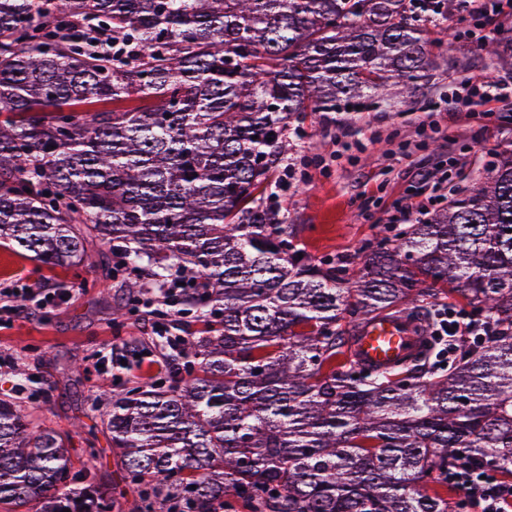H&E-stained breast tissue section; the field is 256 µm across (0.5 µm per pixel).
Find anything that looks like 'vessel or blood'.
Here are the masks:
<instances>
[{
    "instance_id": "vessel-or-blood-1",
    "label": "vessel or blood",
    "mask_w": 512,
    "mask_h": 512,
    "mask_svg": "<svg viewBox=\"0 0 512 512\" xmlns=\"http://www.w3.org/2000/svg\"><path fill=\"white\" fill-rule=\"evenodd\" d=\"M421 346L422 338L405 314L388 313L359 328L349 356L359 366L388 371L405 365Z\"/></svg>"
}]
</instances>
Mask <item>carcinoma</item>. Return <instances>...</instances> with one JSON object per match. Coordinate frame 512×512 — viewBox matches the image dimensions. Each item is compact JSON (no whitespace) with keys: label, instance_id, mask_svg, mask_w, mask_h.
<instances>
[{"label":"carcinoma","instance_id":"1","mask_svg":"<svg viewBox=\"0 0 512 512\" xmlns=\"http://www.w3.org/2000/svg\"><path fill=\"white\" fill-rule=\"evenodd\" d=\"M447 22L448 0H0V241L69 268L96 240L131 293L203 280L168 375L112 394L128 512H448L449 449L512 466V154L356 264L301 252L270 204L305 116L414 93ZM440 294L487 333L449 368L338 360L397 306L430 331ZM72 480L63 436L0 398V505L106 512Z\"/></svg>","mask_w":512,"mask_h":512}]
</instances>
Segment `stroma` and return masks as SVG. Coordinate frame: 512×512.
<instances>
[{
	"mask_svg": "<svg viewBox=\"0 0 512 512\" xmlns=\"http://www.w3.org/2000/svg\"><path fill=\"white\" fill-rule=\"evenodd\" d=\"M474 29L467 10H452L446 46L412 96L306 120L290 146L288 168L273 186L295 226L298 248L316 257L355 258L406 195L420 158L442 163L448 181L441 192L449 202L458 185L487 176L500 155L512 152V103L486 121L459 113L433 140L418 132L422 111L462 96L465 82L512 75V66L496 67L476 55ZM127 277L109 253L90 268L49 269L0 245V288L71 291L65 301L22 312L0 328V350L15 358L13 368L0 371V397L21 403L35 422L65 438L72 475L128 494L132 488L103 428L112 386L154 380L169 349L146 314L134 312ZM132 340L139 341V354L124 356V344ZM100 356L108 364L98 374L91 365Z\"/></svg>",
	"mask_w": 512,
	"mask_h": 512,
	"instance_id": "1",
	"label": "stroma"
}]
</instances>
